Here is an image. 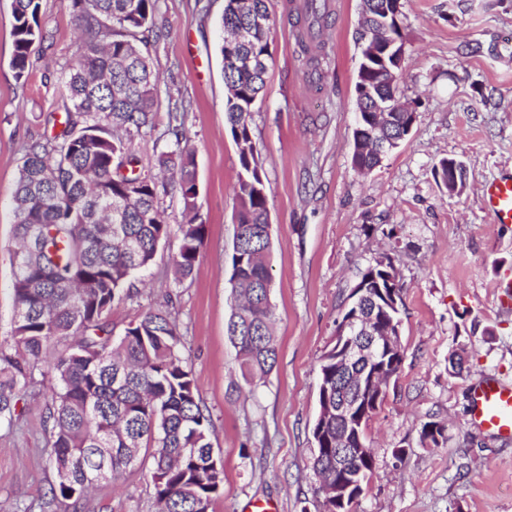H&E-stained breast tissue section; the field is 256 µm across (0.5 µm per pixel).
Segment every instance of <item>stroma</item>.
<instances>
[{
  "label": "stroma",
  "instance_id": "stroma-1",
  "mask_svg": "<svg viewBox=\"0 0 512 512\" xmlns=\"http://www.w3.org/2000/svg\"><path fill=\"white\" fill-rule=\"evenodd\" d=\"M331 25L320 82L295 40L292 0H273L266 86L252 107V139L268 190L272 292L278 340L273 369L245 383L226 336L235 235L238 150L224 123L226 89L218 52L224 0H158L149 33L159 76L150 136L134 146L146 171L174 150L171 114L196 151L198 205L206 224L194 272L175 283L179 240L160 245L114 307V335L147 312L177 325L182 358L224 468L210 512H322L312 467L321 356L336 343L344 303L364 270L388 256L403 289V359L366 434L369 482L356 512H512V440L475 425L470 391L485 377L512 384V309L497 284L512 280V224L495 223L481 190L512 173V0H402L406 44L398 95L417 119L411 134L369 175L351 162L359 57L353 39L360 0H328ZM12 0H0V345L13 329L11 200L24 146L53 135L61 84L75 62L79 31L63 0H43L53 38L16 81ZM462 161L466 188L449 195L433 167ZM465 360L460 373L450 356ZM51 396L36 376L17 404L14 428L0 427V512H52L48 463ZM429 421L445 425L440 446L422 443ZM83 512H157L149 465L89 492Z\"/></svg>",
  "mask_w": 512,
  "mask_h": 512
}]
</instances>
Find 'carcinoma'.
<instances>
[{
	"mask_svg": "<svg viewBox=\"0 0 512 512\" xmlns=\"http://www.w3.org/2000/svg\"><path fill=\"white\" fill-rule=\"evenodd\" d=\"M271 0H248V8L224 6L220 53L226 88L225 120L238 146L235 191L236 236L230 280L238 282L226 333L237 349L242 377L268 374L277 358L271 240L266 185L253 144L250 114L265 84V70L246 63L266 54L271 26L252 29L251 14L272 18ZM382 0H365L355 38L383 25ZM81 32L78 63L64 73L63 117L52 137L25 148L12 199L14 325L10 346L0 351V421L12 424L19 397L53 341L78 340L47 367L51 405L47 423L49 463L56 482L51 505L80 512L85 491L112 481L151 459L157 512H206L223 487L221 460L213 454L210 420L190 371L183 365L179 336L167 314L149 312L122 335L109 329L114 305L129 297L132 276L146 271L171 234L158 207L159 189L178 187L193 214L179 225L172 257L174 280L189 278L205 238L199 214L195 151L175 133L177 149L157 166L169 174L158 185L142 172L132 140L154 127L157 77L145 33L156 26L157 0H66ZM40 0H13L11 67L18 81L30 76L31 58L50 40L40 20ZM297 45L311 76H321L313 47L324 44L330 26L326 0H304L296 12ZM367 72L378 97L390 96L384 66L374 59ZM352 160L373 170L378 158L367 139L353 132ZM377 261L358 286L381 298L388 288ZM332 352L320 358L319 390L331 400L358 390L336 380ZM331 451L316 442L314 470L336 480V419L325 429ZM445 427L425 423L421 440L439 445ZM348 472L366 481L373 455L345 460Z\"/></svg>",
	"mask_w": 512,
	"mask_h": 512,
	"instance_id": "carcinoma-1",
	"label": "carcinoma"
}]
</instances>
